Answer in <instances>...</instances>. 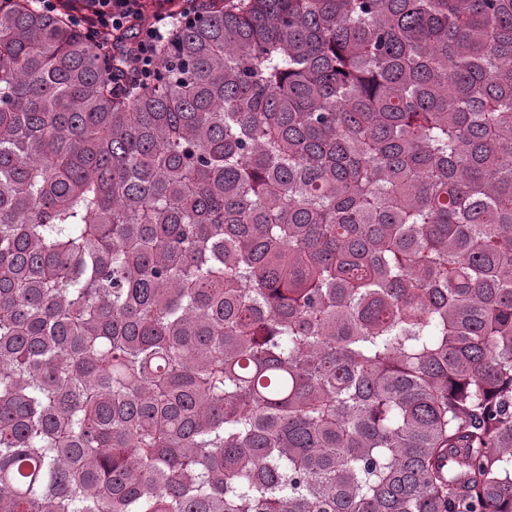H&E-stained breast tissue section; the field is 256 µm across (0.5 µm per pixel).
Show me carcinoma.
Masks as SVG:
<instances>
[{"label": "carcinoma", "instance_id": "obj_1", "mask_svg": "<svg viewBox=\"0 0 512 512\" xmlns=\"http://www.w3.org/2000/svg\"><path fill=\"white\" fill-rule=\"evenodd\" d=\"M103 50L0 0V512H512V0Z\"/></svg>", "mask_w": 512, "mask_h": 512}]
</instances>
